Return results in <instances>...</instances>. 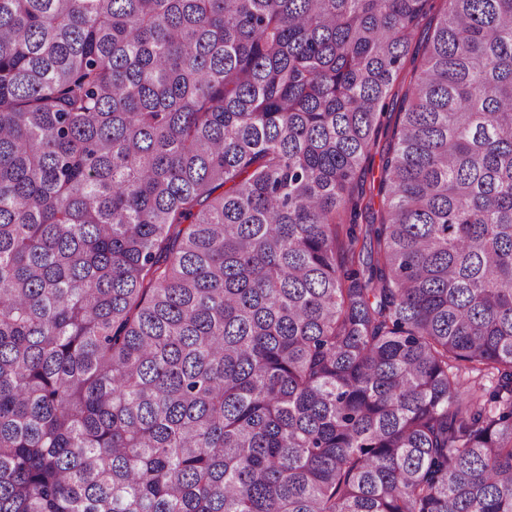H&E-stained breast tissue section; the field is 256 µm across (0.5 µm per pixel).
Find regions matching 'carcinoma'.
<instances>
[{
	"instance_id": "obj_1",
	"label": "carcinoma",
	"mask_w": 512,
	"mask_h": 512,
	"mask_svg": "<svg viewBox=\"0 0 512 512\" xmlns=\"http://www.w3.org/2000/svg\"><path fill=\"white\" fill-rule=\"evenodd\" d=\"M434 2L0 0V512H512V0ZM396 114H391V120H390V127L387 133V136H381L379 147L374 149L371 153V158L367 162V170L364 174V178H362V181L359 183L360 185L363 184V189L365 193L369 194L370 191H373V194L376 195V189H377V180L380 175L381 170V159H380V153L382 148L385 146L386 142L388 141V138L391 135L392 129L394 127ZM375 185V189H373Z\"/></svg>"
}]
</instances>
